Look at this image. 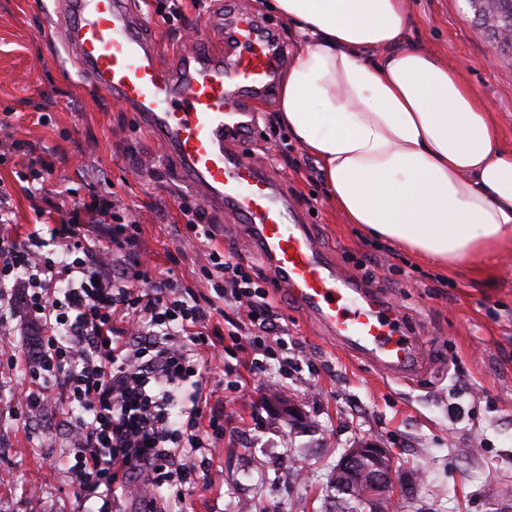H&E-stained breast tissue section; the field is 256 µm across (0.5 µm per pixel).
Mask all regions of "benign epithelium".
I'll use <instances>...</instances> for the list:
<instances>
[{
    "label": "benign epithelium",
    "instance_id": "obj_1",
    "mask_svg": "<svg viewBox=\"0 0 512 512\" xmlns=\"http://www.w3.org/2000/svg\"><path fill=\"white\" fill-rule=\"evenodd\" d=\"M264 403L269 411L299 418L300 408L293 401H281L266 396ZM390 459L386 449L376 443L364 442L349 448L343 454L336 473V487L347 493L362 492L366 512H389L393 488L390 481Z\"/></svg>",
    "mask_w": 512,
    "mask_h": 512
}]
</instances>
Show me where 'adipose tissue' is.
<instances>
[{
  "label": "adipose tissue",
  "mask_w": 512,
  "mask_h": 512,
  "mask_svg": "<svg viewBox=\"0 0 512 512\" xmlns=\"http://www.w3.org/2000/svg\"><path fill=\"white\" fill-rule=\"evenodd\" d=\"M405 0H274L298 47L278 121L349 223L440 268L512 247V150Z\"/></svg>",
  "instance_id": "1"
}]
</instances>
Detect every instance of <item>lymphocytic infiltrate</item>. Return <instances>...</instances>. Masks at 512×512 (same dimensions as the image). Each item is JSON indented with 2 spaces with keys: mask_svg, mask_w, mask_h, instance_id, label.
Returning <instances> with one entry per match:
<instances>
[{
  "mask_svg": "<svg viewBox=\"0 0 512 512\" xmlns=\"http://www.w3.org/2000/svg\"><path fill=\"white\" fill-rule=\"evenodd\" d=\"M48 231L19 235L12 194L0 183V288L22 289L41 325L28 370L36 388L20 407H45L44 381L59 380L76 413L69 476L83 499L99 501L97 512H113L141 475L149 512H183L196 454L224 436L223 412L207 408L202 351L211 337L228 336L225 375L242 355L263 375L288 347L269 280L214 249L200 269L213 296L178 283L172 268L142 261L140 224L113 190L74 203ZM229 305L240 322L224 323ZM184 385L191 392L177 400Z\"/></svg>",
  "mask_w": 512,
  "mask_h": 512,
  "instance_id": "f902f5d3",
  "label": "lymphocytic infiltrate"
}]
</instances>
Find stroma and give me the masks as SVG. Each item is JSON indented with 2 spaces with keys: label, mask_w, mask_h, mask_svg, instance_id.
Instances as JSON below:
<instances>
[{
  "label": "stroma",
  "mask_w": 512,
  "mask_h": 512,
  "mask_svg": "<svg viewBox=\"0 0 512 512\" xmlns=\"http://www.w3.org/2000/svg\"><path fill=\"white\" fill-rule=\"evenodd\" d=\"M146 35L163 54L192 40H212L206 19L216 0H182V15L166 24L158 7L136 0ZM411 36L484 102L512 148V56L502 55L467 0H407ZM53 0H0V113L15 138L34 153L51 151L55 173L38 200L18 185L12 162L0 163L11 186L19 234L33 231L39 211H56L61 190L89 197L105 173L141 224V258L150 264L176 254L184 219L179 197L188 188L132 113L99 97L71 70L48 18ZM278 103H258L252 150L286 185L298 212L337 267L365 260L373 292L399 309L421 349L408 372L387 373L331 340L323 327L272 289L288 326V377L264 376L225 387L223 347L201 360L210 406L224 412V436L202 456L211 486L186 489L189 512H328L327 485L348 448H385L400 491L395 512H500L512 504V248L492 261H468L440 271L347 223L329 201L317 163L276 118ZM210 246L187 249L175 267L196 285L208 247L232 252L264 270L247 229L208 212ZM39 327L24 314L0 331V512H95L67 473L72 426L62 398L24 414L18 397L31 387L12 355L33 358ZM293 399L296 422L263 403L270 389Z\"/></svg>",
  "instance_id": "1"
}]
</instances>
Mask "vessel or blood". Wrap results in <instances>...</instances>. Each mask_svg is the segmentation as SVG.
<instances>
[{"instance_id": "b4317fda", "label": "vessel or blood", "mask_w": 512, "mask_h": 512, "mask_svg": "<svg viewBox=\"0 0 512 512\" xmlns=\"http://www.w3.org/2000/svg\"><path fill=\"white\" fill-rule=\"evenodd\" d=\"M54 23L77 73L123 104L174 159L182 180L229 223L245 227L290 300L348 348L391 372L416 359L400 316L340 271L303 224L283 183L248 150L254 105L272 99L285 56L269 26L242 7L215 13L219 44L168 62L142 33L136 0H55Z\"/></svg>"}]
</instances>
